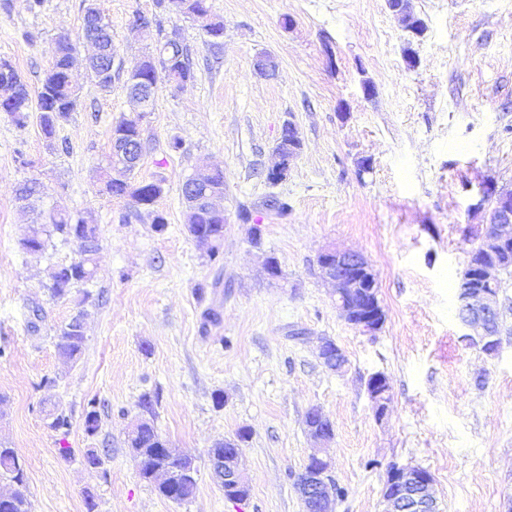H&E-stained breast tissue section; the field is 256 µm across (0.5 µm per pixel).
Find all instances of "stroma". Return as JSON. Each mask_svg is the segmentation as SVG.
<instances>
[{"instance_id": "stroma-1", "label": "stroma", "mask_w": 512, "mask_h": 512, "mask_svg": "<svg viewBox=\"0 0 512 512\" xmlns=\"http://www.w3.org/2000/svg\"><path fill=\"white\" fill-rule=\"evenodd\" d=\"M208 4L224 21L217 42L192 18L162 16L163 30L179 29L194 78L182 89L159 79L152 111L135 114L122 77L101 90L81 47L72 68L78 105L58 127L66 150L50 148L36 123L20 127L0 112V393L8 397L0 441L26 467L32 512H90L89 496L91 512H303L296 480L315 446L305 426L313 408L333 423L322 453L347 490L335 512H383L393 463L433 474L441 512H503L512 497V285L501 293L496 357L463 341L457 310L471 233L489 220L477 206L480 188H512V0H412L426 24L415 40L386 0ZM86 5L0 0V61L38 89L57 37L79 36ZM97 5L130 71L146 43L129 21L154 13V2ZM266 53L279 64L269 78L253 70ZM134 116L146 145L135 179L163 185L161 232L130 198L102 191L112 128ZM288 123L301 149L272 184L265 171ZM205 163L224 172V241L214 261L186 232L181 194ZM30 181L43 188L37 217L16 199ZM274 197L287 200V214L268 208ZM59 213L85 218L101 235L88 284L99 301L74 364L53 338L75 306L50 300L44 283L50 267L79 258V245L54 236L42 256L19 248L33 220ZM331 246L371 265L386 313L376 335L348 325L320 279L315 259ZM269 256L281 278L266 274ZM209 308L216 321H204ZM323 337L344 350L345 374L319 363ZM375 372L391 388L382 421L365 389ZM147 392L158 398V432L196 460L188 501L142 481L126 445ZM93 398L101 427L91 437L83 422ZM53 409L70 416L67 437L49 428ZM242 429L250 492L235 502L213 479L207 451ZM64 446L71 460L60 457ZM87 448L106 449L102 472L84 466Z\"/></svg>"}]
</instances>
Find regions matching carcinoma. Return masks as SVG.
I'll return each instance as SVG.
<instances>
[{
    "instance_id": "carcinoma-1",
    "label": "carcinoma",
    "mask_w": 512,
    "mask_h": 512,
    "mask_svg": "<svg viewBox=\"0 0 512 512\" xmlns=\"http://www.w3.org/2000/svg\"><path fill=\"white\" fill-rule=\"evenodd\" d=\"M197 15L204 17L202 27L209 37L219 39L223 36L224 22L212 17L208 0H189L185 16L193 18ZM81 38L84 41L90 38L101 39L105 70H112L115 49L108 23H102L100 30L84 24ZM157 43L163 49L162 65L178 78L181 86H186L192 81L193 72L185 44L181 41L171 44L166 35L157 40ZM75 51L76 45L69 36H58L52 66L35 94L31 93L15 70H10L7 77L0 73V112L7 113L17 125L23 127L30 120L32 97H37L36 120L44 139L51 147L56 144L60 122L75 110L78 103L79 90L70 80L71 60ZM137 76L144 77V81L133 86L126 85L128 93H143L149 98V107H154L157 93L154 87L155 76L148 70L137 73ZM133 174L134 170L130 169L120 173V178L114 179L112 171H107L102 191L112 197L130 198L137 208H142L153 216L152 223L156 229H163L166 218L153 209L154 203L163 194V186L157 182L134 184L131 182ZM182 194L196 199L191 224L186 227L188 235L195 241L212 240L214 245L209 257L216 259L224 240V219L214 216L203 199L212 194L224 195V172L216 171L202 183L195 182L192 177L186 179L182 185ZM51 227L52 232L72 238L80 246V258L68 265L54 268L49 274V283L45 285L51 299L68 300L77 285L88 283L94 276L95 256L101 247L99 227L83 219L74 221L64 215L52 218ZM46 234L47 230L40 227L35 236L22 239L20 247L23 252L30 256L41 255L48 243ZM80 294L81 298L76 301L77 313L54 336L58 356L70 362L80 359L84 351L86 337L82 323L87 315L85 305L94 302L89 290L83 288ZM99 405L100 402L95 398L87 403L84 430L89 436L96 435L100 429ZM139 409L140 412L127 434L126 443L131 448L140 478L170 501L183 502L190 499L195 494L196 483L183 477L181 473L189 464V453L173 447L158 432L154 422L155 400L152 396L143 395ZM49 419L50 429L64 436L68 434L71 427L68 415L54 412L49 414ZM2 482L11 485L12 490L6 494L0 493V512H31L25 465L15 449L0 441V483Z\"/></svg>"
}]
</instances>
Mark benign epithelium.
Returning <instances> with one entry per match:
<instances>
[{
  "label": "benign epithelium",
  "instance_id": "1",
  "mask_svg": "<svg viewBox=\"0 0 512 512\" xmlns=\"http://www.w3.org/2000/svg\"><path fill=\"white\" fill-rule=\"evenodd\" d=\"M300 142L293 125L282 128L276 153L279 163L266 173L271 182L286 178L290 160L299 149ZM144 151L142 140L131 137L116 148L117 155L125 165L136 164ZM491 204V221L482 224L473 232L478 247L467 253L466 270L468 280L479 282L474 288L466 285L460 289L458 319L466 330L464 339L484 354L494 357L501 348L500 289L502 275L499 266L489 256L507 246H512V189L487 183L481 187L477 207ZM322 279L332 287V298L339 315L357 331L373 335L382 327L378 320L380 300L378 282L366 259L359 253L334 247L320 252L316 259ZM336 357V372L345 370L348 360L335 341L325 338L318 347V358L322 361ZM367 394L373 403L378 420L387 417L391 404L390 386L386 375L377 372L371 375ZM213 477L224 488V497L239 500L241 492L248 487V478L241 458L239 445L224 440V457L208 456ZM330 462L313 449L308 457V468L298 488L304 512H334L336 495L331 493ZM382 498L384 512H439L434 496V478L421 467H388L383 483Z\"/></svg>",
  "mask_w": 512,
  "mask_h": 512
}]
</instances>
